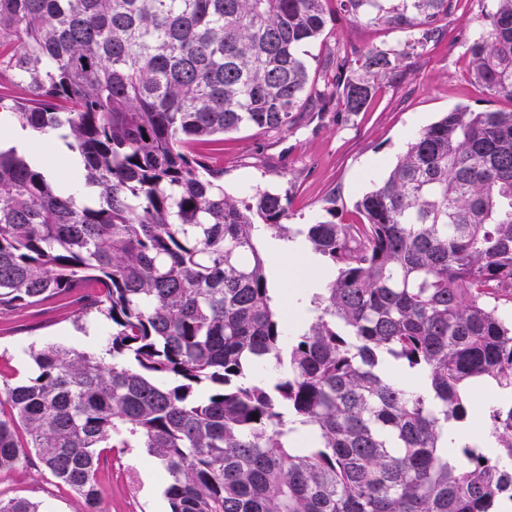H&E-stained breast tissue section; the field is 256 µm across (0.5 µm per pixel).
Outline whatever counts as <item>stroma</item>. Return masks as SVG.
<instances>
[{
    "mask_svg": "<svg viewBox=\"0 0 512 512\" xmlns=\"http://www.w3.org/2000/svg\"><path fill=\"white\" fill-rule=\"evenodd\" d=\"M492 7L493 0H459L442 38L384 79L362 112H316L285 133L243 129L206 145L212 166L224 172L225 189L242 196L258 189L287 194L292 237L325 217L331 195L337 223L356 222V201L388 174L412 136L440 113L459 105L512 110V101L490 97L474 79L466 46L479 36L480 20ZM404 39V33L360 26L340 13L311 52L323 57L352 46L387 48ZM79 309L74 300H50L24 313L0 315V379L14 383L33 376L30 346L62 341L81 350L103 344L107 323L95 317L78 329ZM99 481L104 512H169L160 468L141 449L109 452ZM0 497L39 501L50 512L83 508L76 494L35 463L0 470Z\"/></svg>",
    "mask_w": 512,
    "mask_h": 512,
    "instance_id": "1",
    "label": "stroma"
}]
</instances>
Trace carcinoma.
Wrapping results in <instances>:
<instances>
[{"label":"carcinoma","instance_id":"cac0c4a2","mask_svg":"<svg viewBox=\"0 0 512 512\" xmlns=\"http://www.w3.org/2000/svg\"><path fill=\"white\" fill-rule=\"evenodd\" d=\"M329 0H0V94L21 127L78 154L91 197L0 150V313L96 283L82 315L104 352L61 341L0 385V470L37 458L103 512L104 452L143 448L170 512H500L512 470L448 423L486 377L512 389V111L457 106L417 132L386 178L307 241L330 276L284 338L260 219L288 234V194L236 197L201 147L308 112H361L380 81L442 37L458 0H339L400 48L338 51L310 71ZM469 47L474 76L512 101V0ZM415 370L411 391L381 372ZM258 419H253V414ZM488 418L512 457V405ZM0 512H44L0 498Z\"/></svg>","mask_w":512,"mask_h":512}]
</instances>
